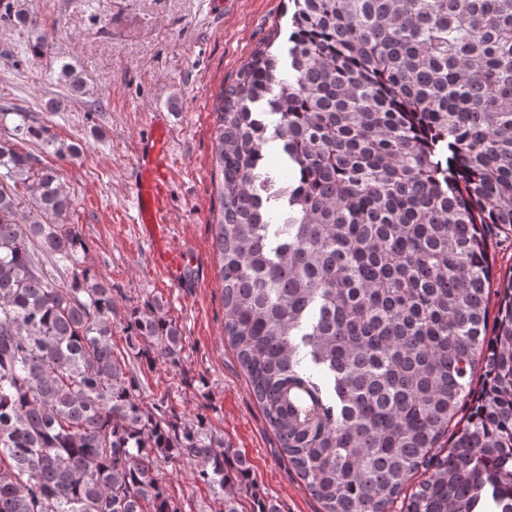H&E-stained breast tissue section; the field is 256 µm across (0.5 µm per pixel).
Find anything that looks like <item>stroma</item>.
<instances>
[{
    "mask_svg": "<svg viewBox=\"0 0 512 512\" xmlns=\"http://www.w3.org/2000/svg\"><path fill=\"white\" fill-rule=\"evenodd\" d=\"M32 13V27L0 21V104L27 112L52 130L53 145L32 139L22 151L59 169L74 200L68 218L87 243V262L114 290L126 316L144 299L157 300L182 333L179 369L156 363L144 370L154 394H167L177 415L203 414L225 445L244 453L252 482L239 501L254 497L278 512H323L280 452L236 355L224 340V306L214 224L220 213L212 183L215 108L221 90L254 50L288 36V0H5ZM46 39L49 49L30 47ZM69 65L82 81L72 92L61 74ZM62 102L53 110V102ZM171 115L175 158L168 191L172 224L148 241L136 224L132 191L136 150L157 111ZM183 250L177 271L157 261ZM182 512H221L216 495L188 462L163 470Z\"/></svg>",
    "mask_w": 512,
    "mask_h": 512,
    "instance_id": "35a3bbf8",
    "label": "stroma"
}]
</instances>
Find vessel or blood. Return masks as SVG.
Returning <instances> with one entry per match:
<instances>
[{
    "label": "vessel or blood",
    "mask_w": 512,
    "mask_h": 512,
    "mask_svg": "<svg viewBox=\"0 0 512 512\" xmlns=\"http://www.w3.org/2000/svg\"><path fill=\"white\" fill-rule=\"evenodd\" d=\"M168 124L155 125L140 143V177L134 185L137 223L154 236L163 235L171 224L167 180L170 151L167 147Z\"/></svg>",
    "instance_id": "1"
}]
</instances>
